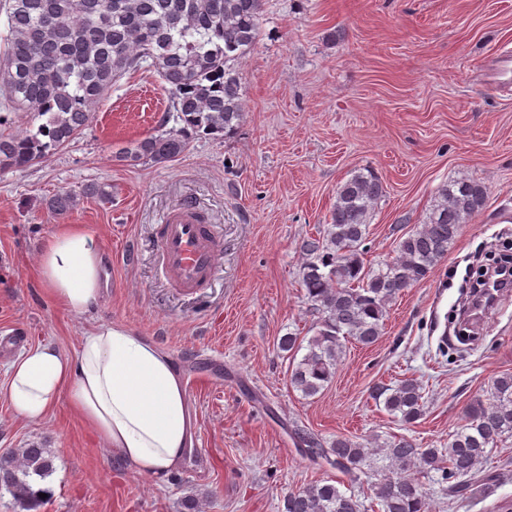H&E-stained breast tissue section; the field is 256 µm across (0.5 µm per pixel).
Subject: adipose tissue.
Returning <instances> with one entry per match:
<instances>
[{"instance_id":"obj_1","label":"adipose tissue","mask_w":512,"mask_h":512,"mask_svg":"<svg viewBox=\"0 0 512 512\" xmlns=\"http://www.w3.org/2000/svg\"><path fill=\"white\" fill-rule=\"evenodd\" d=\"M103 263L89 234L65 224L40 252L39 279L61 308L81 312L101 298ZM6 398L29 421L67 399L115 457L160 483L183 467L191 443L179 369L156 343L122 325L94 329L72 358L50 343L30 346L9 367Z\"/></svg>"}]
</instances>
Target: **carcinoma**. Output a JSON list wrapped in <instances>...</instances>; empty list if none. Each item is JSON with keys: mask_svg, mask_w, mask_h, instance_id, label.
Returning <instances> with one entry per match:
<instances>
[{"mask_svg": "<svg viewBox=\"0 0 512 512\" xmlns=\"http://www.w3.org/2000/svg\"><path fill=\"white\" fill-rule=\"evenodd\" d=\"M9 39L0 54V96L8 112L28 117L20 134L0 133V171L37 163L63 149L91 122L112 84L129 71L157 73L170 95L176 126L130 142L115 155L120 162L161 164L182 155L194 136L226 137L243 118L238 65L257 43L262 0H5ZM381 179L359 171L336 190L323 233L302 242L301 286L318 314L315 334L302 345L280 339L281 350L306 348L291 369L290 384L305 397L324 390L336 375L345 342L374 344L387 308L405 289L426 279L448 255L462 224L485 205L487 187L458 178L438 190L428 220L398 243L386 268L363 261L371 214L384 196ZM77 205L65 192L48 203L54 215ZM375 399L406 424L424 414L421 384L406 378L379 386ZM467 424L448 448H420L401 437L382 451L390 474L373 486L384 512H432L416 478L421 469L440 472L448 495L464 497L479 483L488 453L512 438V373L491 378L486 398L473 400ZM302 458L350 473L369 448L339 437L330 447L296 429ZM53 472L50 450L18 448L0 455V489L26 510L40 499L36 480ZM285 512H363L356 497L329 482L288 494Z\"/></svg>", "mask_w": 512, "mask_h": 512, "instance_id": "carcinoma-1", "label": "carcinoma"}]
</instances>
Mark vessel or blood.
I'll return each mask as SVG.
<instances>
[{
    "mask_svg": "<svg viewBox=\"0 0 512 512\" xmlns=\"http://www.w3.org/2000/svg\"><path fill=\"white\" fill-rule=\"evenodd\" d=\"M485 76L500 91L512 92L511 48L492 57ZM159 247L166 275L175 287L203 288L218 273L219 244L212 227L203 222L194 205L182 204L163 217Z\"/></svg>",
    "mask_w": 512,
    "mask_h": 512,
    "instance_id": "1",
    "label": "vessel or blood"
}]
</instances>
